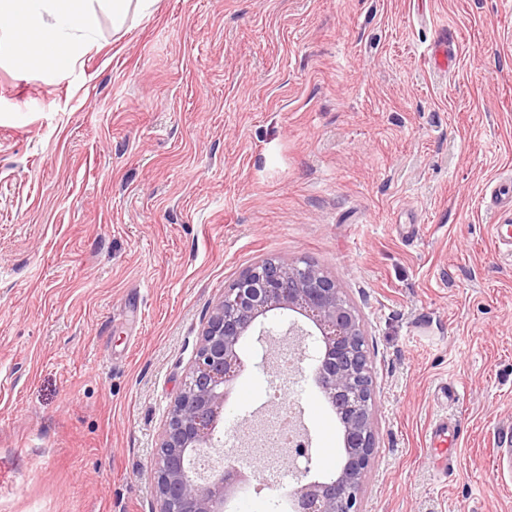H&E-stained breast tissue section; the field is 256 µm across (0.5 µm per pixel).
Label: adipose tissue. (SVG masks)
<instances>
[{
    "label": "adipose tissue",
    "mask_w": 512,
    "mask_h": 512,
    "mask_svg": "<svg viewBox=\"0 0 512 512\" xmlns=\"http://www.w3.org/2000/svg\"><path fill=\"white\" fill-rule=\"evenodd\" d=\"M48 15L54 17V25L45 23ZM0 27L34 33L32 41H12L11 50L37 55L63 68L97 33L99 15L92 0H0Z\"/></svg>",
    "instance_id": "1"
}]
</instances>
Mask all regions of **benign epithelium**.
Instances as JSON below:
<instances>
[{
  "instance_id": "1",
  "label": "benign epithelium",
  "mask_w": 512,
  "mask_h": 512,
  "mask_svg": "<svg viewBox=\"0 0 512 512\" xmlns=\"http://www.w3.org/2000/svg\"><path fill=\"white\" fill-rule=\"evenodd\" d=\"M294 312L312 326L307 331L288 320ZM282 317L281 328L264 327L269 314ZM259 331L261 365L280 366L281 345L291 350L289 364L304 361L297 341L317 336L313 376L343 428V459L330 479L296 476L288 492L294 512H362L363 480L376 449L374 380L359 314L336 279L307 262L264 259L229 288L214 307L189 368V379L169 412L154 462L158 512H224L242 487L258 479L224 455L207 474L188 462L220 444L214 432L224 423L229 385L244 364V339Z\"/></svg>"
}]
</instances>
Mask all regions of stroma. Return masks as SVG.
I'll return each mask as SVG.
<instances>
[{"label": "stroma", "mask_w": 512, "mask_h": 512, "mask_svg": "<svg viewBox=\"0 0 512 512\" xmlns=\"http://www.w3.org/2000/svg\"><path fill=\"white\" fill-rule=\"evenodd\" d=\"M448 38L454 66L428 64ZM509 181L507 0H155L119 30L101 13L67 69L0 53V512H157L202 330L265 258L327 272L364 325L363 512H512V211L487 210ZM240 356L234 448L279 383L253 340ZM302 368L282 383L321 478L343 430ZM455 434L456 428L448 426L447 417L437 418L429 426L426 447L431 450V454L439 456L438 448L452 446Z\"/></svg>", "instance_id": "35a3bbf8"}]
</instances>
